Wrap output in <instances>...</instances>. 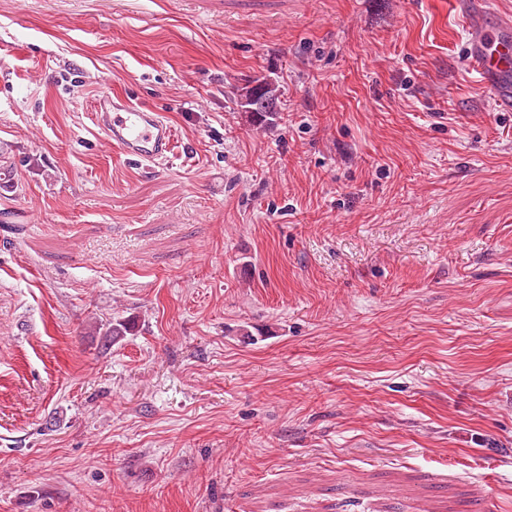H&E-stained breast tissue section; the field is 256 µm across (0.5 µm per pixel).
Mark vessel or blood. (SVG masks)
<instances>
[{"instance_id": "obj_1", "label": "vessel or blood", "mask_w": 512, "mask_h": 512, "mask_svg": "<svg viewBox=\"0 0 512 512\" xmlns=\"http://www.w3.org/2000/svg\"><path fill=\"white\" fill-rule=\"evenodd\" d=\"M485 0H456L467 31L465 62L476 80L489 89L499 110L512 112V19L487 17ZM94 134L109 142L146 171L170 163L176 135L162 113L113 96L98 95Z\"/></svg>"}]
</instances>
